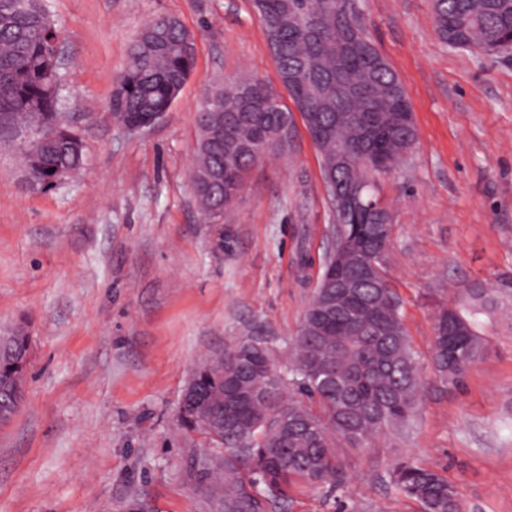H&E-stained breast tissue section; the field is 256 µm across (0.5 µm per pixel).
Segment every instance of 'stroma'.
<instances>
[{"mask_svg": "<svg viewBox=\"0 0 512 512\" xmlns=\"http://www.w3.org/2000/svg\"><path fill=\"white\" fill-rule=\"evenodd\" d=\"M62 27L64 112L84 138L82 173L23 190L0 151V329L25 322L31 369L0 426V512H216L192 473L207 454L178 419L197 361L265 339L287 375L335 222L303 121L286 153L198 221L189 171L196 108L215 83L279 78L252 0H48ZM400 77L419 133L380 180L393 212L388 270L422 367L405 437L344 452L332 492L294 491L288 512H419L389 487L392 462L439 467L463 512H512V57L448 47L432 0H356ZM167 15L195 37V67L167 117L135 134L105 120L113 77L141 25ZM499 291L488 344L463 384L429 367L437 306Z\"/></svg>", "mask_w": 512, "mask_h": 512, "instance_id": "1", "label": "stroma"}]
</instances>
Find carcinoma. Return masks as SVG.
Listing matches in <instances>:
<instances>
[{"label":"carcinoma","instance_id":"cac0c4a2","mask_svg":"<svg viewBox=\"0 0 512 512\" xmlns=\"http://www.w3.org/2000/svg\"><path fill=\"white\" fill-rule=\"evenodd\" d=\"M345 0H253L279 80L303 74L284 87L300 112L311 107L331 139L315 143L322 176L340 184L365 185L366 206L356 219L332 225L317 285L292 342L288 382L253 366L266 367L264 341L248 337L201 358L188 381L187 431H198L216 456L194 465L205 491L223 512H266L286 504L301 485L338 486L341 448H365L380 438L403 434L416 413L422 379L387 270L392 229L383 237L371 225L393 215L380 195L378 177L398 166L418 141L406 90L368 36L372 58L348 55L336 27ZM439 38L450 47L494 55L512 45V0H433ZM62 30L46 0H0V144L18 155L23 182L53 190L86 165L81 134L63 119L62 85L53 63ZM194 37L175 18L156 16L132 41L127 61L114 77L107 111L124 126L163 111L195 63ZM273 87L242 76L206 92L195 115L198 138L191 185L201 214L209 219L228 208L231 191L245 186L248 173L271 154L288 150L277 140L292 109ZM45 129L52 138L23 146L17 133ZM347 151L349 168H336V152ZM380 155L386 166L365 163ZM352 280L357 292L354 320L335 318L329 336L316 333L319 286ZM497 307L480 288H465L458 303L438 307L431 363L458 385L483 356L487 339L479 316ZM30 360V336L20 322L0 334V425L11 421L23 399ZM336 366L338 380L322 384V366ZM392 489L419 505L420 512H462L454 485L438 468L405 456L389 473Z\"/></svg>","mask_w":512,"mask_h":512}]
</instances>
